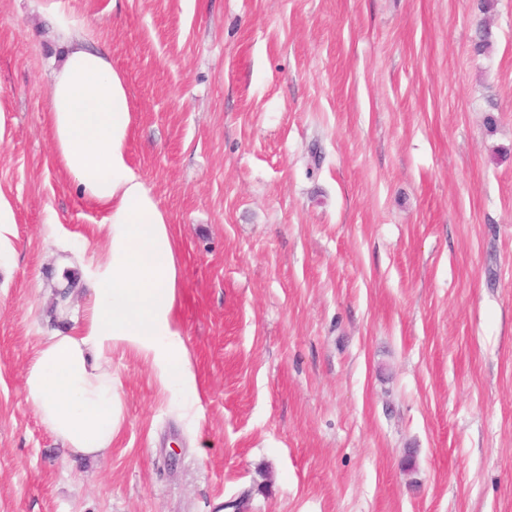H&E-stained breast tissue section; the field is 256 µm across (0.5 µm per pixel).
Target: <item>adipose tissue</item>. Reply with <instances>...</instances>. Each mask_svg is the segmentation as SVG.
Masks as SVG:
<instances>
[{"label": "adipose tissue", "mask_w": 512, "mask_h": 512, "mask_svg": "<svg viewBox=\"0 0 512 512\" xmlns=\"http://www.w3.org/2000/svg\"><path fill=\"white\" fill-rule=\"evenodd\" d=\"M62 65L48 94L56 154L86 198L109 212L101 230L106 260L86 275L88 302L75 333L42 338L24 377L25 399L72 453L111 449L125 423L113 350L145 362L160 388L182 393L184 417L197 413L199 387L176 317L178 268L171 228L158 202L131 175L127 92L109 58L67 24Z\"/></svg>", "instance_id": "adipose-tissue-1"}]
</instances>
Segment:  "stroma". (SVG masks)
<instances>
[{"label":"stroma","mask_w":512,"mask_h":512,"mask_svg":"<svg viewBox=\"0 0 512 512\" xmlns=\"http://www.w3.org/2000/svg\"><path fill=\"white\" fill-rule=\"evenodd\" d=\"M62 21L124 82L201 394L114 350L96 458L23 393L105 252L46 123ZM0 197V512H512V0H0Z\"/></svg>","instance_id":"stroma-1"}]
</instances>
